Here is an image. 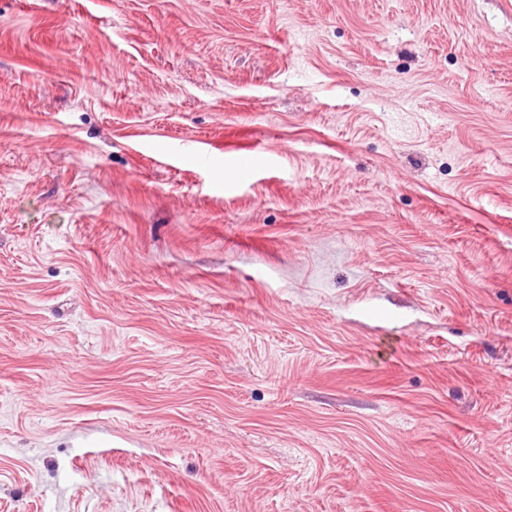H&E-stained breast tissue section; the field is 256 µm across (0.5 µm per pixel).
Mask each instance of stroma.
<instances>
[{
    "label": "stroma",
    "mask_w": 512,
    "mask_h": 512,
    "mask_svg": "<svg viewBox=\"0 0 512 512\" xmlns=\"http://www.w3.org/2000/svg\"><path fill=\"white\" fill-rule=\"evenodd\" d=\"M0 512H512V0H0Z\"/></svg>",
    "instance_id": "stroma-1"
}]
</instances>
